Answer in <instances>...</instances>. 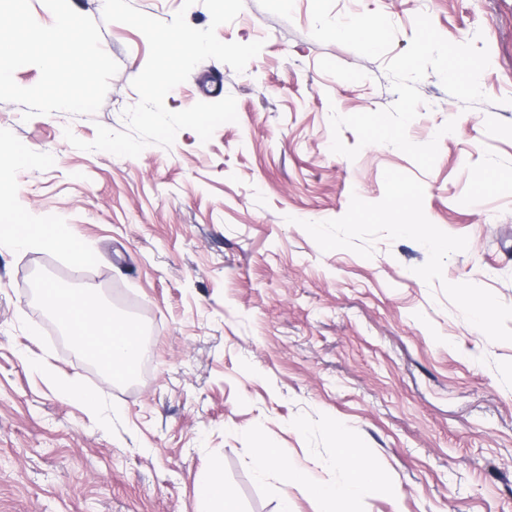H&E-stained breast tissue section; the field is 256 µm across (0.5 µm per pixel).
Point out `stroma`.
<instances>
[{
	"instance_id": "1",
	"label": "stroma",
	"mask_w": 512,
	"mask_h": 512,
	"mask_svg": "<svg viewBox=\"0 0 512 512\" xmlns=\"http://www.w3.org/2000/svg\"><path fill=\"white\" fill-rule=\"evenodd\" d=\"M99 21L118 63L100 109L23 120L0 102V163L13 194L0 222L66 224L89 260L0 251V512H198L215 469L238 512H322L302 486L258 475L267 442L339 484L342 429L380 482L351 512H512V342H493L414 273L420 243L379 238L371 258L321 251L302 221L379 201L383 172L424 186L427 218L469 239L444 278L512 305V0H244L221 41H262L244 72L198 64L169 110L233 96L238 120L209 142L189 129L135 158L82 151L97 126L124 130L149 45ZM382 19L377 45L340 22ZM434 40L423 45L422 29ZM483 61L475 91L463 59ZM385 114L381 135L371 114ZM81 291L152 335L134 376L102 378L42 302L33 276ZM96 389L98 410L58 380Z\"/></svg>"
}]
</instances>
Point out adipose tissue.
I'll return each instance as SVG.
<instances>
[{"label":"adipose tissue","mask_w":512,"mask_h":512,"mask_svg":"<svg viewBox=\"0 0 512 512\" xmlns=\"http://www.w3.org/2000/svg\"><path fill=\"white\" fill-rule=\"evenodd\" d=\"M24 246L62 251L78 264L84 263L88 257L83 245L65 224H55L47 230L36 224H18L12 233L0 234V248ZM41 296L82 349L103 355L111 365H127L139 357L142 337L131 322L113 319L89 304L84 297L50 283L44 284ZM336 457L351 463L350 477L340 486L313 480L307 472L288 464L280 450L270 444L255 449L251 464L261 475L278 470L284 485L305 486L313 497L325 504V512H346L354 500L377 483L378 474L361 449L345 444L337 449ZM197 498L200 512H236L234 496L218 472L210 470L199 477Z\"/></svg>","instance_id":"obj_1"}]
</instances>
